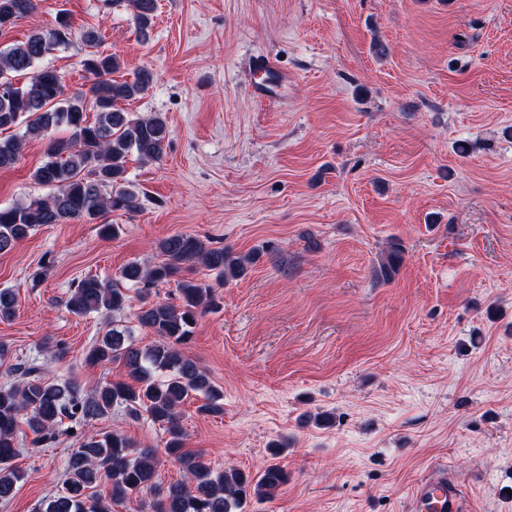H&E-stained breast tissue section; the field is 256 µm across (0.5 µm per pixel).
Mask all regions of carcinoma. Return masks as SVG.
Masks as SVG:
<instances>
[{"label":"carcinoma","mask_w":512,"mask_h":512,"mask_svg":"<svg viewBox=\"0 0 512 512\" xmlns=\"http://www.w3.org/2000/svg\"><path fill=\"white\" fill-rule=\"evenodd\" d=\"M127 2L139 34L148 35L157 0H112ZM39 0H0V33L33 13ZM95 44L100 36L86 30L76 32L68 15L61 12L47 30L32 32L26 40L0 51V131L20 127L22 131L0 137V168L14 166L26 141H46L47 160L34 172V180L53 188L45 199L37 198L0 207V252L46 224L96 219L112 210H133L139 193L127 179L126 164L134 155L143 162H159L169 147L171 130L160 113L133 118L121 104L144 95L154 75L146 67L122 82L111 75L121 69L120 59L99 52L83 60L84 71L93 77L88 91L65 92V77L59 70L36 63L49 51L67 46L74 39ZM160 261L146 266L127 263L120 279L106 280L88 275L77 282L67 302L75 315L105 314L123 310L128 291L136 289L142 305L138 324L157 340L136 346L130 332L115 327L105 331L90 346L85 361L91 366L121 360L132 382L97 384L88 396L71 384L44 379L33 363H7L8 347L0 343V366L19 377L9 387L0 386V500L13 496L22 474L13 465L19 434L27 427L36 444L49 445L63 419L93 420L113 407L124 408L138 418L147 414L161 427L167 440L165 453L182 468L184 479L162 487L157 450L137 448L120 433H103L85 439L66 463L63 493L51 498L44 512H112V505L132 494L149 491L156 495L151 512H239L247 497L271 499L288 480L277 463L252 476L238 469L215 472L201 455L186 449V434L179 424L178 408L188 398L199 396L197 411L205 415L224 412V394L209 375L180 346L193 336L203 315L219 308L214 287L208 281L182 278L183 265L196 262L219 282L241 278L262 257L259 250L245 255L229 247H210L197 237L173 234L157 246ZM398 239L390 240L386 260L376 275L389 280L403 261ZM173 282L179 303L149 302L152 290ZM16 294L0 289V320L15 314Z\"/></svg>","instance_id":"1"}]
</instances>
